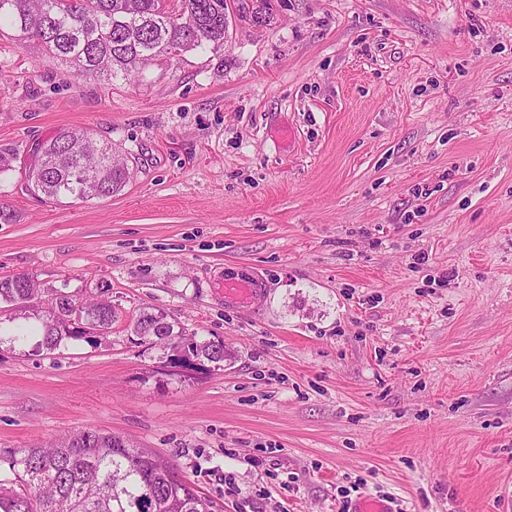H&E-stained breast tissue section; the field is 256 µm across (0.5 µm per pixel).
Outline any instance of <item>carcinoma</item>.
<instances>
[{
  "label": "carcinoma",
  "instance_id": "obj_1",
  "mask_svg": "<svg viewBox=\"0 0 512 512\" xmlns=\"http://www.w3.org/2000/svg\"><path fill=\"white\" fill-rule=\"evenodd\" d=\"M246 0H0V26L15 40L40 42L44 51L78 77L127 79L157 61L224 47L230 10ZM36 193L61 199H103L123 191L129 159L89 133L62 131L41 144L25 171ZM44 293L31 276L0 277V303L26 311L23 321L0 326V344L40 337L37 349L52 351L65 339L89 334L98 321H114L112 302L77 301L51 294L41 310L25 299ZM140 339L177 345L187 361H224V343L188 336L167 315L143 310L134 318ZM0 512H213V502L180 476L168 459L102 431L76 432L47 447L0 452Z\"/></svg>",
  "mask_w": 512,
  "mask_h": 512
}]
</instances>
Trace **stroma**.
I'll list each match as a JSON object with an SVG mask.
<instances>
[{
    "label": "stroma",
    "mask_w": 512,
    "mask_h": 512,
    "mask_svg": "<svg viewBox=\"0 0 512 512\" xmlns=\"http://www.w3.org/2000/svg\"><path fill=\"white\" fill-rule=\"evenodd\" d=\"M224 48L111 83L0 30V276L111 300L108 336L0 344V449L81 430L216 512H503L512 494V0H268ZM88 132L124 190L25 168ZM267 301L225 305L226 273ZM224 344L179 367L133 318ZM129 161L111 143H97L87 132L62 131L41 144L25 175L34 193L52 200L103 199L128 184ZM400 509L392 498L384 497H360L353 507L352 512H398Z\"/></svg>",
    "instance_id": "obj_1"
}]
</instances>
